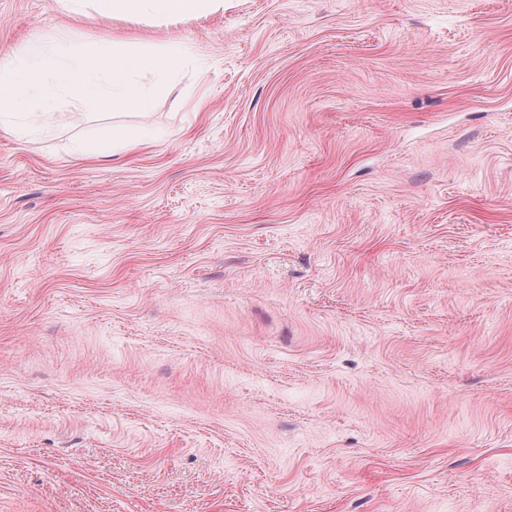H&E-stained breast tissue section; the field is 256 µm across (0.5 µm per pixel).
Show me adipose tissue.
<instances>
[{"mask_svg":"<svg viewBox=\"0 0 512 512\" xmlns=\"http://www.w3.org/2000/svg\"><path fill=\"white\" fill-rule=\"evenodd\" d=\"M68 12L103 18L134 19L157 25L187 17L201 18L224 6V0H65Z\"/></svg>","mask_w":512,"mask_h":512,"instance_id":"obj_1","label":"adipose tissue"}]
</instances>
